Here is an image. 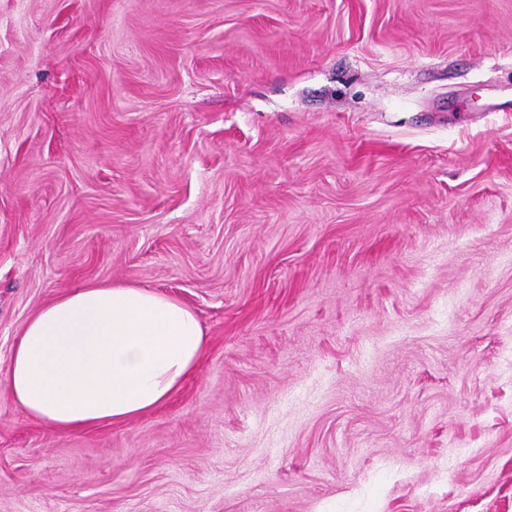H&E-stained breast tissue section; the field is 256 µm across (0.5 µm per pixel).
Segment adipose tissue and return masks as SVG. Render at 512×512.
<instances>
[{
  "label": "adipose tissue",
  "mask_w": 512,
  "mask_h": 512,
  "mask_svg": "<svg viewBox=\"0 0 512 512\" xmlns=\"http://www.w3.org/2000/svg\"><path fill=\"white\" fill-rule=\"evenodd\" d=\"M204 348L199 318L181 300L126 283L88 284L25 321L0 380L30 418L71 434L161 406Z\"/></svg>",
  "instance_id": "1"
}]
</instances>
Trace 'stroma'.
I'll list each match as a JSON object with an SVG mask.
<instances>
[{"instance_id": "35a3bbf8", "label": "stroma", "mask_w": 512, "mask_h": 512, "mask_svg": "<svg viewBox=\"0 0 512 512\" xmlns=\"http://www.w3.org/2000/svg\"><path fill=\"white\" fill-rule=\"evenodd\" d=\"M188 304L197 371L0 512H512V0H0V370L64 291Z\"/></svg>"}]
</instances>
